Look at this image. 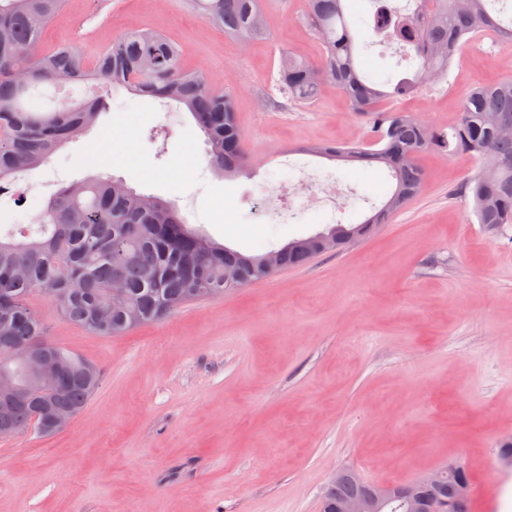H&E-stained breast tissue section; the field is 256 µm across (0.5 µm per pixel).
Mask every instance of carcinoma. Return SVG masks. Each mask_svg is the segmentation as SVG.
Instances as JSON below:
<instances>
[{
  "instance_id": "carcinoma-1",
  "label": "carcinoma",
  "mask_w": 512,
  "mask_h": 512,
  "mask_svg": "<svg viewBox=\"0 0 512 512\" xmlns=\"http://www.w3.org/2000/svg\"><path fill=\"white\" fill-rule=\"evenodd\" d=\"M347 0H307V15L323 47L321 61L311 64L288 53L280 58L277 83L289 97L310 101L326 86H336L354 111L368 114L377 133L376 148H342L314 144L311 154L330 160L385 166L395 187L384 204L355 224H335L326 234L356 229L368 238L389 217L418 194L424 175L416 162L427 150L462 151L480 163L464 186L478 223L490 231L512 226V80L472 90L461 106V119L448 135L417 117L388 111L381 102L419 90L426 81L448 75L453 57L468 36L491 32L512 41V16L503 19L509 0H434L436 9L419 20L407 10L411 38L401 27L379 23L398 11L377 0L371 34L378 41L399 44L396 65L406 63L411 74L396 78L385 64L373 74L358 62V35L346 15ZM64 0H0V185L16 181L23 171L45 164L63 144L94 126L111 110V91L124 88L141 95L169 99L192 114L207 137L211 165L231 178L243 173L246 160L236 123L234 99L216 92L211 78L179 65L175 45L151 30H135L112 41L93 62L79 49L62 45L49 53L36 50L44 26ZM201 18L246 43L264 33L261 0H189ZM92 81L95 96L54 111L25 103L37 83L74 87ZM37 227L19 224L0 235V380L30 390L12 401L0 395V431H19L32 422L41 387L31 370L11 359L14 350L48 340V329L27 305L39 292L69 321L99 335H119L144 323L163 319L172 309L203 295H224V269L242 273L236 287L269 276L263 255L224 246L191 228L165 201L141 194L123 181L99 173L78 185L62 187L43 206ZM279 269L297 268L312 255L295 241L279 248ZM121 281L123 295L112 305V281ZM61 374L51 388L52 403L77 414L93 395L100 379L97 368L54 344ZM454 476L430 498L448 502ZM369 482L352 471L327 485L324 512H335L340 501L368 495Z\"/></svg>"
}]
</instances>
